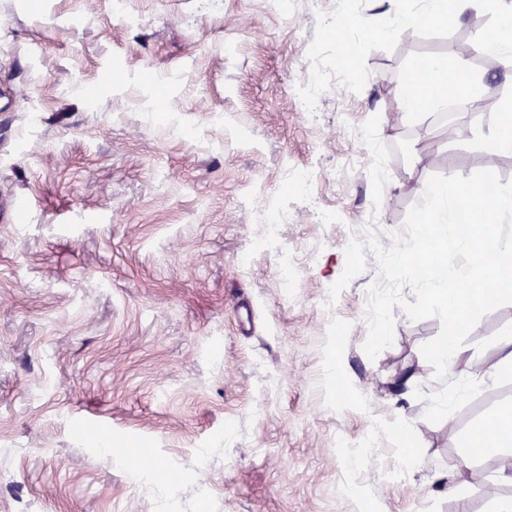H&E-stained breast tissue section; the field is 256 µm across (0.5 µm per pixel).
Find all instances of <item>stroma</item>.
Here are the masks:
<instances>
[{"label": "stroma", "instance_id": "35a3bbf8", "mask_svg": "<svg viewBox=\"0 0 512 512\" xmlns=\"http://www.w3.org/2000/svg\"><path fill=\"white\" fill-rule=\"evenodd\" d=\"M403 8L127 0L123 19L112 0H0V512H491L512 496V453L460 446L512 406L494 348L512 304L469 333L445 381L472 353L484 377L434 424L415 393L443 387L421 353L439 319L394 309L372 360L375 257L329 297L350 239L373 218L390 246L430 176L512 180V154L471 135L512 99L497 56L468 111L397 102L419 57L474 66L463 51L494 10L384 37ZM318 68L332 80L301 109ZM375 115L392 151L378 202L357 133ZM263 209L288 213L277 246Z\"/></svg>", "mask_w": 512, "mask_h": 512}]
</instances>
